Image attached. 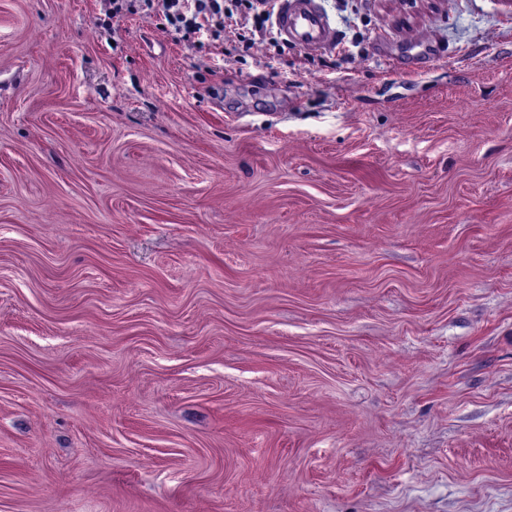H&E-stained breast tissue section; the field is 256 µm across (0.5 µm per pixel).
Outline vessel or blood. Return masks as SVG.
Returning a JSON list of instances; mask_svg holds the SVG:
<instances>
[{
    "instance_id": "1",
    "label": "vessel or blood",
    "mask_w": 512,
    "mask_h": 512,
    "mask_svg": "<svg viewBox=\"0 0 512 512\" xmlns=\"http://www.w3.org/2000/svg\"><path fill=\"white\" fill-rule=\"evenodd\" d=\"M275 24L280 37L309 51L335 47L336 29L319 0H276Z\"/></svg>"
}]
</instances>
